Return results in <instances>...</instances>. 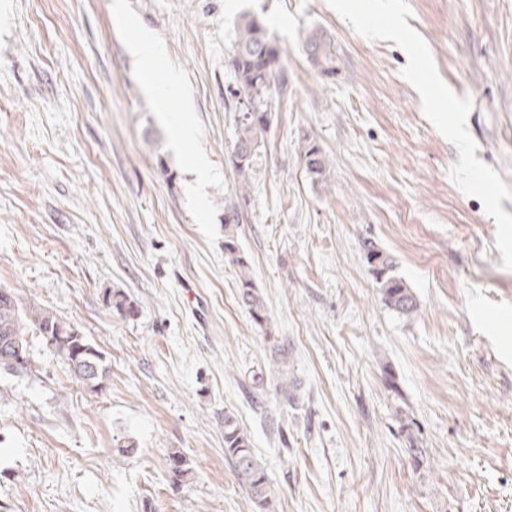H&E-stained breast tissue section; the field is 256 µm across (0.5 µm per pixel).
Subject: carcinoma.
Segmentation results:
<instances>
[{
    "label": "carcinoma",
    "instance_id": "1",
    "mask_svg": "<svg viewBox=\"0 0 512 512\" xmlns=\"http://www.w3.org/2000/svg\"><path fill=\"white\" fill-rule=\"evenodd\" d=\"M233 50L228 54L227 67L233 75L234 141L232 150L243 148L248 159L233 162L238 176V193L247 198V179L272 120V104L278 95L287 92L288 76L283 68L280 46L270 38L261 20L249 12L241 13L234 24ZM315 48L317 57L309 58L312 66L323 76L336 75V46L328 33L316 29L309 33L305 48ZM305 171L313 182L325 180L329 159L317 145L309 142L303 147ZM240 224V205L224 207V253L235 265L238 297L253 321L268 323L266 305L255 284L248 258L240 251L236 228ZM362 249L366 263L375 279L387 308L401 317L418 312L417 299L406 283L396 275L391 256L371 240H364ZM104 301L112 311L131 318L139 306L119 291L105 295ZM33 330L44 345L68 366L70 378L82 388L96 392L105 386L109 367L104 353L98 349L81 328L67 322L39 305L23 304L13 289H0V372L22 374L31 371L28 331ZM224 456L231 461L238 483L250 495L255 512H275L273 492L264 466L256 457L250 438L231 412H224ZM170 484L179 487L192 475L193 467L177 448L166 458Z\"/></svg>",
    "mask_w": 512,
    "mask_h": 512
}]
</instances>
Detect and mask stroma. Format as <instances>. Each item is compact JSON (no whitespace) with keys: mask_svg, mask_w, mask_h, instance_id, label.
Returning <instances> with one entry per match:
<instances>
[{"mask_svg":"<svg viewBox=\"0 0 512 512\" xmlns=\"http://www.w3.org/2000/svg\"><path fill=\"white\" fill-rule=\"evenodd\" d=\"M114 1L0 0V288L110 365L82 390L34 335L31 373H0V512H254L224 456L228 411L275 512H512V0H360L356 21L337 0ZM243 11L288 75L238 227L264 327L224 257ZM133 23L165 47L154 69ZM393 24L406 39L382 36ZM313 28L335 41L334 77L307 60ZM171 71L167 109L146 86ZM178 123L194 134L177 146ZM309 142L330 161L320 184ZM367 238L415 318L382 302ZM113 289L135 317L107 307ZM173 448L194 468L177 488ZM303 160L305 171L311 181L323 182L329 168V159L322 149L311 142L305 144L303 147ZM362 249L386 307L401 317L416 315L417 299L406 281L396 275L395 263L391 256L368 239L363 241ZM104 301L112 312L125 318L134 317L140 310L139 306L120 290H113L112 294L107 292Z\"/></svg>","mask_w":512,"mask_h":512,"instance_id":"obj_1","label":"stroma"}]
</instances>
